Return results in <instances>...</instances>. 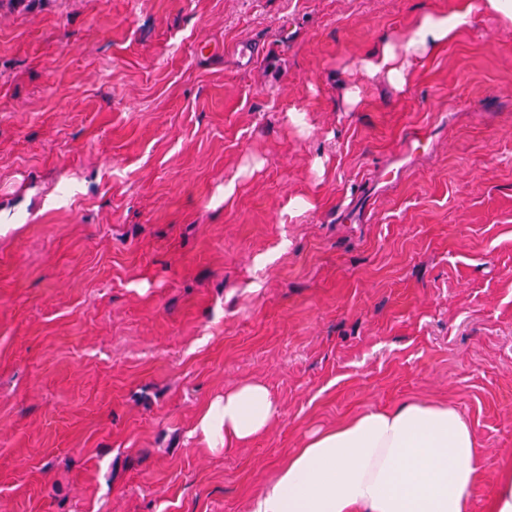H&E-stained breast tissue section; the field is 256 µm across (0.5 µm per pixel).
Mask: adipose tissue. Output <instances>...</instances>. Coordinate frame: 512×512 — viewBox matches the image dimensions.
<instances>
[{"instance_id":"adipose-tissue-1","label":"adipose tissue","mask_w":512,"mask_h":512,"mask_svg":"<svg viewBox=\"0 0 512 512\" xmlns=\"http://www.w3.org/2000/svg\"><path fill=\"white\" fill-rule=\"evenodd\" d=\"M462 13H427L406 40L379 33L360 65L364 78L404 89L424 59L453 40ZM279 405L248 381L203 406L195 430L213 452H231L266 433ZM483 465L472 428L451 404L409 400L311 433L248 512H469Z\"/></svg>"}]
</instances>
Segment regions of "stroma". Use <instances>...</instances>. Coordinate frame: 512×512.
<instances>
[{
	"label": "stroma",
	"instance_id": "stroma-1",
	"mask_svg": "<svg viewBox=\"0 0 512 512\" xmlns=\"http://www.w3.org/2000/svg\"><path fill=\"white\" fill-rule=\"evenodd\" d=\"M461 1L0 0V512H247L309 433L408 399L469 421L488 512L512 28L469 0L405 89L358 71ZM248 380L277 421L210 452L200 407Z\"/></svg>",
	"mask_w": 512,
	"mask_h": 512
}]
</instances>
